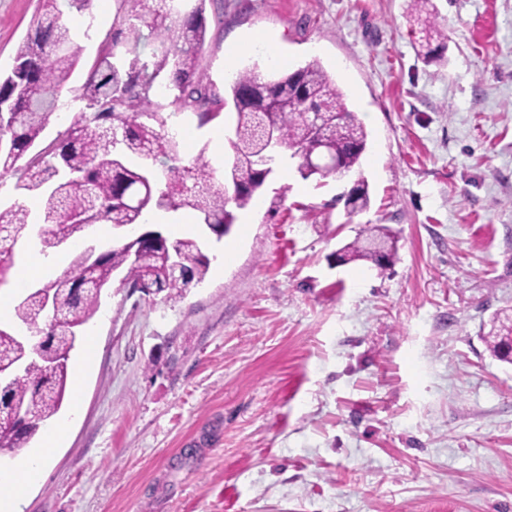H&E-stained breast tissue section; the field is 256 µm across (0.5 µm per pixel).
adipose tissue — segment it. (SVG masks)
I'll list each match as a JSON object with an SVG mask.
<instances>
[{
    "instance_id": "obj_1",
    "label": "adipose tissue",
    "mask_w": 512,
    "mask_h": 512,
    "mask_svg": "<svg viewBox=\"0 0 512 512\" xmlns=\"http://www.w3.org/2000/svg\"><path fill=\"white\" fill-rule=\"evenodd\" d=\"M59 266V261H45L35 249H27L20 261V272L13 285L0 289V321L8 318L12 297L17 288L45 278ZM65 435V426L55 427L49 432L41 450L24 454L16 461L10 473L0 476V512H21L20 503L29 486L41 477L46 461Z\"/></svg>"
}]
</instances>
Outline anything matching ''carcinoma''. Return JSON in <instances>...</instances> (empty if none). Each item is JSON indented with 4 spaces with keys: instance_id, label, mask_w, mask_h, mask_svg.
Masks as SVG:
<instances>
[{
    "instance_id": "1",
    "label": "carcinoma",
    "mask_w": 512,
    "mask_h": 512,
    "mask_svg": "<svg viewBox=\"0 0 512 512\" xmlns=\"http://www.w3.org/2000/svg\"><path fill=\"white\" fill-rule=\"evenodd\" d=\"M115 2L112 33L100 42L80 87H68L80 56L58 0H42V12L19 43L12 69L0 76V112L10 113L0 126V140L7 143L0 149V175L19 174L18 193L42 198L45 255L72 237L79 222L140 224L154 209L188 211L197 221H207L212 233L228 235L237 212L248 209L266 185L262 169L269 158V133L278 149L302 160L297 170L304 180L338 178L360 166L368 133L319 62L269 78L245 68L222 97L200 67L206 0H195L181 16L173 14V0ZM408 2L409 21L421 33L418 55L427 63L442 59L446 36L432 0ZM65 93L84 106L51 147L18 165L57 118ZM229 103L237 121L224 177L214 176L202 152L180 164L173 118L191 110L205 124L219 118ZM369 205V185L361 177L348 195L349 213ZM28 219L22 204L0 208L3 282L15 276L16 246ZM395 257V236L381 224L340 250L342 262L367 261L381 272L392 267ZM209 266L198 235L169 244L126 239L106 251L76 253L62 274L27 289L15 306V323H0V360L25 359L10 382L11 395L39 424L59 412L76 343L71 328L94 317L102 291L116 276L175 300L190 282H202ZM18 324L34 325L46 336L39 354L21 345ZM484 340L494 357L512 363V315L495 317ZM36 434L35 429L15 430L10 409L0 407V457L25 447Z\"/></svg>"
}]
</instances>
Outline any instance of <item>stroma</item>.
I'll use <instances>...</instances> for the list:
<instances>
[{"mask_svg":"<svg viewBox=\"0 0 512 512\" xmlns=\"http://www.w3.org/2000/svg\"><path fill=\"white\" fill-rule=\"evenodd\" d=\"M433 3L447 39L428 64L407 0H208L216 91L319 62L368 132L360 168L276 170L182 298L113 282L21 512H512V364L483 341L512 308V0ZM39 6L0 0V74ZM115 8L64 11L84 59ZM235 125L230 106L182 114L183 162ZM372 224L396 235L391 269L337 264Z\"/></svg>","mask_w":512,"mask_h":512,"instance_id":"35a3bbf8","label":"stroma"}]
</instances>
